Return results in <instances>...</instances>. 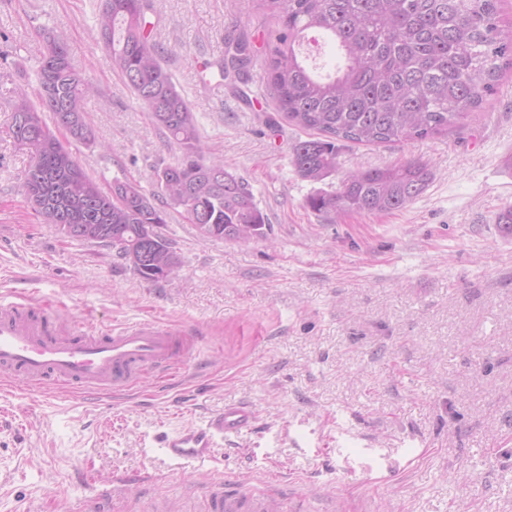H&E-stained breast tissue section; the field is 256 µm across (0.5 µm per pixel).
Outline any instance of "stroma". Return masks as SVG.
<instances>
[{
  "label": "stroma",
  "mask_w": 512,
  "mask_h": 512,
  "mask_svg": "<svg viewBox=\"0 0 512 512\" xmlns=\"http://www.w3.org/2000/svg\"><path fill=\"white\" fill-rule=\"evenodd\" d=\"M101 0H0V295L62 298L101 330L157 319L198 336L183 377L122 394L28 391L0 382V512H78L90 486L110 512H200L223 475L274 498L279 512H512V71L480 111L448 131L391 145L341 143L336 171L301 179L304 132L265 123L262 80L276 20L261 0H155L154 40L194 110L201 142L244 179L266 218L263 239L201 238L177 210L163 234L176 280H141L112 248L42 223L23 192L30 156L3 103L36 94L41 33L65 40L98 87L97 144L77 156L102 190L152 189L170 146L106 62ZM247 34L248 100L216 69L225 40ZM409 159L431 179L405 208L320 214L306 205L345 174ZM254 413L213 465H180L163 437L224 407ZM151 481L112 492L115 475Z\"/></svg>",
  "instance_id": "stroma-1"
}]
</instances>
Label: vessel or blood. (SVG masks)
Listing matches in <instances>:
<instances>
[{"label":"vessel or blood","mask_w":512,"mask_h":512,"mask_svg":"<svg viewBox=\"0 0 512 512\" xmlns=\"http://www.w3.org/2000/svg\"><path fill=\"white\" fill-rule=\"evenodd\" d=\"M185 331L154 320L107 331L85 328L48 303L0 296V381L30 388L54 386L82 392L121 391L154 375L169 377L187 365ZM251 411L234 407L202 429L162 440L177 462L210 459L218 439L249 426ZM207 512H271L267 499L223 481L205 487Z\"/></svg>","instance_id":"vessel-or-blood-1"}]
</instances>
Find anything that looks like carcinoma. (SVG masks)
I'll return each instance as SVG.
<instances>
[{
    "label": "carcinoma",
    "instance_id": "1",
    "mask_svg": "<svg viewBox=\"0 0 512 512\" xmlns=\"http://www.w3.org/2000/svg\"><path fill=\"white\" fill-rule=\"evenodd\" d=\"M278 28L267 43L263 80L278 111L315 137L292 149L296 173L320 182L336 170L337 142L380 145L448 130L477 111L494 91L503 66H512V35L499 26L500 0H263ZM152 0H102L96 25L106 62L139 106L180 151L156 171L161 194L115 180L109 197L70 148L95 135L86 104L96 95L76 68L70 48L49 34L37 70L39 104L22 87L7 101L11 131L30 153L22 190L46 224H81L83 242L115 250L143 281H163L170 261L181 264L159 231L167 212L181 209L194 224L211 225L208 238L250 243L265 237L266 220L249 185L222 159L205 156L194 112L177 90L152 42ZM338 47L343 64L323 75L301 50L309 33ZM253 45L245 35L225 42L219 75L247 73ZM53 116L49 126L42 113ZM66 133L60 139L58 131ZM431 173L416 160L359 170L334 192H317L306 205L318 213H385L405 208Z\"/></svg>",
    "mask_w": 512,
    "mask_h": 512
}]
</instances>
